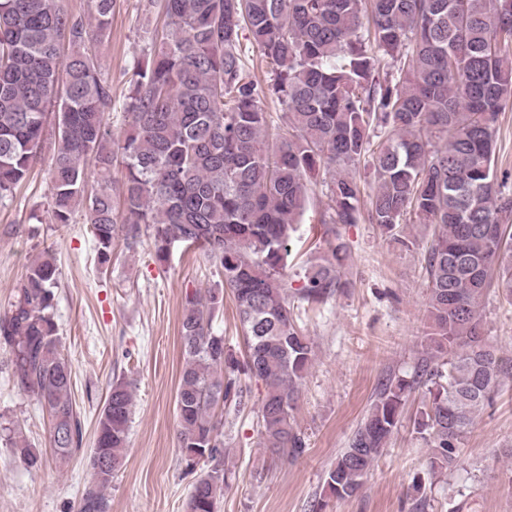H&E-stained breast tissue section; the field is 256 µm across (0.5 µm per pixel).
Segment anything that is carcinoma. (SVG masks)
Wrapping results in <instances>:
<instances>
[{
	"mask_svg": "<svg viewBox=\"0 0 512 512\" xmlns=\"http://www.w3.org/2000/svg\"><path fill=\"white\" fill-rule=\"evenodd\" d=\"M89 4L93 35L65 0H0V205L29 176L52 116L56 223L81 213L102 264L117 240L130 249L146 236L160 263L175 244L196 246L222 273L223 287L186 296L181 317L176 439L189 469L204 466L184 512H217L226 487L217 410L244 406L251 380L265 389L263 447L304 452L294 411L314 346L291 299L317 306L345 286L342 229L363 216L404 246L407 214L432 227L429 326L420 367L379 383L327 471L325 493H360L418 388L424 404L414 429L430 448V470L457 467L462 438L507 374L484 336L483 300L493 289L512 298V189L498 177L495 140L512 101V0H163L165 28L149 59L131 68L118 143L105 123L112 84L92 50L93 40L109 37L113 0ZM244 31L273 65L266 87L244 72ZM387 56L398 76L382 80ZM268 95L288 109L273 141L261 106ZM363 160L374 177L365 201L356 178ZM118 162L119 209L111 193H90L86 182L89 164L108 180ZM336 167L343 174L330 184L322 219L327 251L292 289L290 231L308 203L307 181ZM58 276L52 251L41 252L0 313V344L15 385L45 408L50 446L66 462L82 430L54 314ZM227 291L242 360L213 327ZM132 407L128 386L113 384L77 512H108Z\"/></svg>",
	"mask_w": 512,
	"mask_h": 512,
	"instance_id": "cac0c4a2",
	"label": "carcinoma"
}]
</instances>
